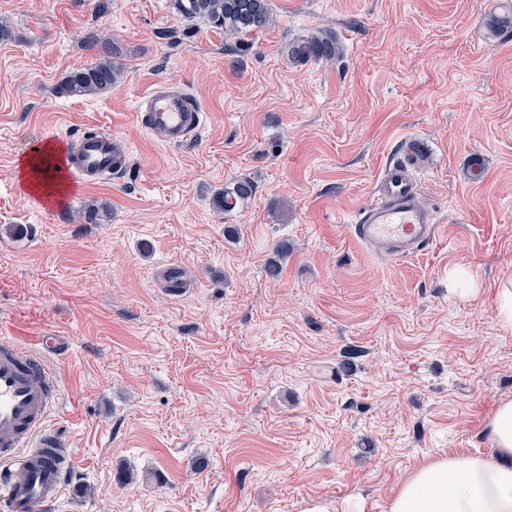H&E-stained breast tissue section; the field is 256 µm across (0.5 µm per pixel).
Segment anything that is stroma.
<instances>
[{"mask_svg":"<svg viewBox=\"0 0 512 512\" xmlns=\"http://www.w3.org/2000/svg\"><path fill=\"white\" fill-rule=\"evenodd\" d=\"M269 8L242 43L171 0H0V342L70 339L48 357L49 423L74 456L53 512H300L315 497L381 512L431 456L483 450L512 399V0ZM319 31L335 61L289 59ZM105 42L120 81L55 94ZM160 81L206 114L183 144L139 122ZM90 129L120 140L126 169L35 204L33 142ZM410 136L439 230L381 257L350 226ZM243 178L255 194L219 208ZM457 268L476 294L450 288ZM21 172H22V179H23V185L28 190H33L36 188H40L43 186L45 188V192L48 193V195L54 194V193H61V183L57 182L54 185L47 186V184L43 185L42 182L39 180V166L38 163L32 160L31 158L27 157L25 158L21 163Z\"/></svg>","mask_w":512,"mask_h":512,"instance_id":"obj_1","label":"stroma"}]
</instances>
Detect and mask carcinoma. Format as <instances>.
<instances>
[{
  "label": "carcinoma",
  "instance_id": "cac0c4a2",
  "mask_svg": "<svg viewBox=\"0 0 512 512\" xmlns=\"http://www.w3.org/2000/svg\"><path fill=\"white\" fill-rule=\"evenodd\" d=\"M174 9L185 19H203L226 35L239 40L273 24L268 0H171ZM339 55L336 37L319 32L288 45V57L294 61L330 62ZM119 64L107 53L100 61L70 73L58 86L57 94L90 95L105 91L118 82Z\"/></svg>",
  "mask_w": 512,
  "mask_h": 512
}]
</instances>
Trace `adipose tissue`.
<instances>
[{
    "label": "adipose tissue",
    "mask_w": 512,
    "mask_h": 512,
    "mask_svg": "<svg viewBox=\"0 0 512 512\" xmlns=\"http://www.w3.org/2000/svg\"><path fill=\"white\" fill-rule=\"evenodd\" d=\"M485 450L433 456L408 473L383 512H512V400L501 401L481 433Z\"/></svg>",
    "instance_id": "1"
}]
</instances>
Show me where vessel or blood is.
Here are the masks:
<instances>
[{"label":"vessel or blood","instance_id":"b4317fda","mask_svg":"<svg viewBox=\"0 0 512 512\" xmlns=\"http://www.w3.org/2000/svg\"><path fill=\"white\" fill-rule=\"evenodd\" d=\"M147 132L165 143L180 145L204 122L192 95L158 82L139 104ZM405 159L384 169L375 196L352 224L354 239L378 255L411 256L433 241L437 220L419 197L418 179L407 163L422 143L403 142ZM127 155L120 141L106 131L83 136L75 148H63L52 163L72 187L121 171ZM64 336L0 343V512H35L55 506L65 491V476L73 462L70 444L52 429L47 418L60 397V376L45 354L67 348Z\"/></svg>","mask_w":512,"mask_h":512}]
</instances>
